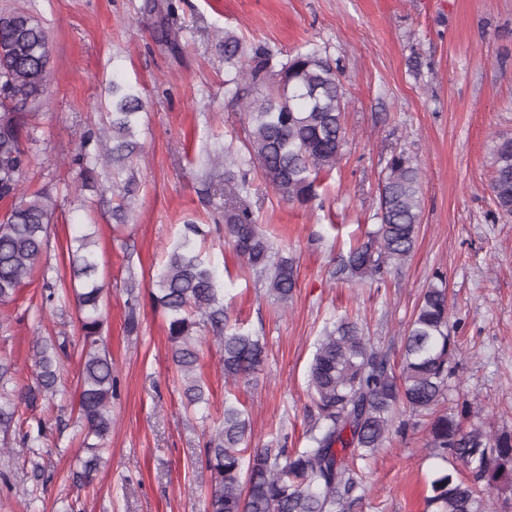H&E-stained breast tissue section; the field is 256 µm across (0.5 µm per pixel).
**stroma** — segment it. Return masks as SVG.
Listing matches in <instances>:
<instances>
[{
	"mask_svg": "<svg viewBox=\"0 0 512 512\" xmlns=\"http://www.w3.org/2000/svg\"><path fill=\"white\" fill-rule=\"evenodd\" d=\"M174 2L178 49L155 33L148 2ZM40 21L51 43L47 102L27 120V192L46 189L58 209L50 248L14 300L0 307V360L32 382V344L69 341L61 380L75 389L82 332L74 304L42 308V288H68L74 225L90 229L100 257L107 320L102 335L119 379L112 432L92 484L74 486L80 444L76 411L54 410L47 444L51 479L30 501V464L15 459L4 512H59L79 498L83 512H204L210 474L205 441L235 395L250 412V445L277 437L304 448L313 411L307 371L324 327L343 316L398 363L400 336L436 278L448 288L458 367L444 403L483 409L487 426L512 432V216L489 190V153L512 135V0H0ZM263 47L274 62L296 49L326 50L342 69L347 98L339 165L319 177L318 196L284 200L258 171L243 202L282 255L293 257L297 288L288 305L267 297L224 237V189L207 182L215 148L246 155V119L224 84V34ZM137 85L145 102L141 152L132 162L134 197L121 201L102 181L82 185L74 157L81 138L98 151L113 76ZM422 171V222L415 248L383 281H340L339 254L374 229L378 183L392 154ZM206 232L200 247L215 267L231 319L264 336L267 356L250 384L224 380L223 352L199 330L206 404L186 408L167 327L148 292L164 252L186 222ZM140 283L139 327L125 331L128 281ZM428 418L412 416L363 460L366 496L356 512H424Z\"/></svg>",
	"mask_w": 512,
	"mask_h": 512,
	"instance_id": "obj_1",
	"label": "stroma"
}]
</instances>
